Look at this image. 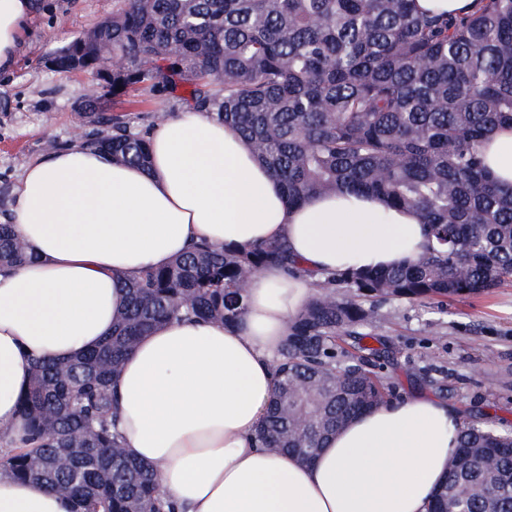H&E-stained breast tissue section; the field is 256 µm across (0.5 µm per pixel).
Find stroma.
I'll list each match as a JSON object with an SVG mask.
<instances>
[{"label": "stroma", "instance_id": "stroma-1", "mask_svg": "<svg viewBox=\"0 0 512 512\" xmlns=\"http://www.w3.org/2000/svg\"><path fill=\"white\" fill-rule=\"evenodd\" d=\"M14 66L0 72V213L10 209L24 169L51 143L83 142L98 123L77 112L92 87L86 77L50 69V54L112 12V0H38ZM178 103L143 85L103 113L132 124ZM365 356L397 393H433L425 371L444 384L442 398L462 422L487 421L512 432V283L426 307L388 299L376 304Z\"/></svg>", "mask_w": 512, "mask_h": 512}]
</instances>
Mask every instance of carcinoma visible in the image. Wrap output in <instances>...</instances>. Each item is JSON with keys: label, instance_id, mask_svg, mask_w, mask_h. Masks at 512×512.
I'll list each match as a JSON object with an SVG mask.
<instances>
[{"label": "carcinoma", "instance_id": "carcinoma-1", "mask_svg": "<svg viewBox=\"0 0 512 512\" xmlns=\"http://www.w3.org/2000/svg\"><path fill=\"white\" fill-rule=\"evenodd\" d=\"M413 0H114L95 50L123 65L112 86L90 71L96 106L139 85L187 89L183 111L231 124L281 180L288 203L371 193L428 226L423 255L387 269L315 283L278 352L274 394L256 438L309 462L348 419L393 389L364 357L342 349L372 319L367 303L425 304L512 280V186L486 170L485 137L512 126V0H476L462 16L419 14ZM81 35L55 51L68 69ZM97 114L112 133L86 145L143 166L149 131ZM35 259L10 213L0 221V267ZM270 265L300 272L283 243L250 250L196 246L126 284L112 335L66 361L35 363L19 404L28 435L0 460L20 480L73 497L82 512H165L153 471L120 448L112 377L138 337L179 318L238 320L248 279ZM430 512H512V435L461 427Z\"/></svg>", "mask_w": 512, "mask_h": 512}]
</instances>
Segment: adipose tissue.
I'll return each mask as SVG.
<instances>
[{
  "label": "adipose tissue",
  "instance_id": "1",
  "mask_svg": "<svg viewBox=\"0 0 512 512\" xmlns=\"http://www.w3.org/2000/svg\"><path fill=\"white\" fill-rule=\"evenodd\" d=\"M35 0H0V69ZM150 166L83 144L28 165L11 209L38 260L0 272V432L20 446L18 403L37 358L65 361L112 333L124 280L197 244L286 240L307 269L270 266L247 283L235 323L175 319L142 336L115 382L126 452L157 470L176 512H428L448 475L461 419L448 401L403 394L354 417L311 463L260 447L274 359L305 308L313 276L418 258L426 227L372 194L289 205L280 181L231 126L175 112L150 135ZM485 165L512 185V127L483 143ZM0 512H77L69 496L0 471Z\"/></svg>",
  "mask_w": 512,
  "mask_h": 512
}]
</instances>
